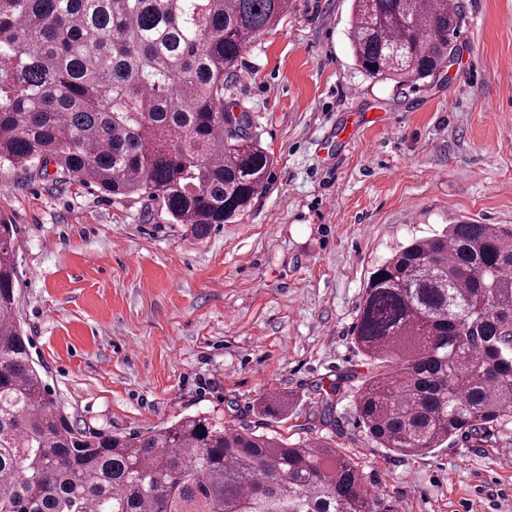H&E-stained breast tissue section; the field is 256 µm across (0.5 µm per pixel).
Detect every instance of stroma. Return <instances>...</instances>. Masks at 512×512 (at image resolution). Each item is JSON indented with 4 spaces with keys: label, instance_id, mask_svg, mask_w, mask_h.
Masks as SVG:
<instances>
[{
    "label": "stroma",
    "instance_id": "1",
    "mask_svg": "<svg viewBox=\"0 0 512 512\" xmlns=\"http://www.w3.org/2000/svg\"><path fill=\"white\" fill-rule=\"evenodd\" d=\"M458 3L453 66L400 90L357 67L352 0H292L224 93L272 159L266 190L203 236L145 199L0 169L17 316L71 420L128 434L215 411L333 443L404 512H512V426L400 458L354 409L370 273L449 224L512 228V0ZM273 396L286 418L264 415Z\"/></svg>",
    "mask_w": 512,
    "mask_h": 512
}]
</instances>
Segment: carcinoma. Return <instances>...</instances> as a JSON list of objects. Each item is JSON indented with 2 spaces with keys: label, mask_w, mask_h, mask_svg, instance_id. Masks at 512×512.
Returning a JSON list of instances; mask_svg holds the SVG:
<instances>
[{
  "label": "carcinoma",
  "mask_w": 512,
  "mask_h": 512,
  "mask_svg": "<svg viewBox=\"0 0 512 512\" xmlns=\"http://www.w3.org/2000/svg\"><path fill=\"white\" fill-rule=\"evenodd\" d=\"M291 0H0V167L137 195L200 236L265 189L249 111L224 104ZM464 23L449 0H354L368 77H436ZM18 228L0 218V512H400L322 440L196 412L159 429L67 416L16 314ZM353 339L354 408L381 447L426 455L512 421V229L450 224L371 272ZM320 419L334 425L331 386Z\"/></svg>",
  "instance_id": "obj_1"
}]
</instances>
